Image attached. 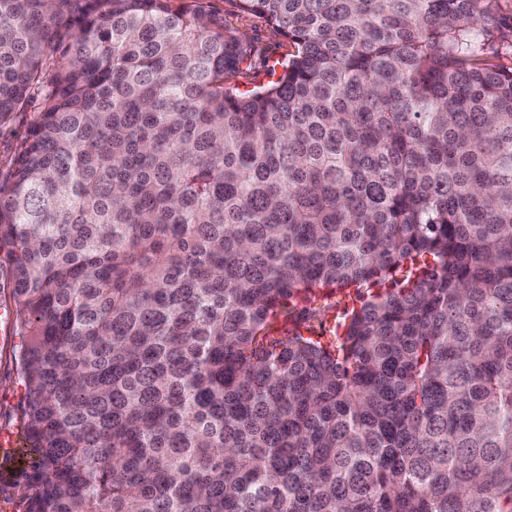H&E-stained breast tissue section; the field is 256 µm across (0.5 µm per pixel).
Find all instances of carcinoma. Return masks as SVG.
I'll list each match as a JSON object with an SVG mask.
<instances>
[{
	"label": "carcinoma",
	"instance_id": "carcinoma-1",
	"mask_svg": "<svg viewBox=\"0 0 512 512\" xmlns=\"http://www.w3.org/2000/svg\"><path fill=\"white\" fill-rule=\"evenodd\" d=\"M495 0H0L26 512H512V69ZM434 267L344 319L316 288ZM202 3L224 14L256 50L254 58L242 65L237 75L229 78L230 87L246 90L267 83L270 80L268 66L275 61H283L293 52L292 43L275 25L265 18L240 11L237 0H203ZM489 27V44L494 61L512 68V0H496L492 15L485 21ZM32 102L23 112H17L7 123H0V175H5L14 158L21 150L32 123L37 118L39 107L38 98ZM0 177V179H1ZM410 273L411 268L404 267L378 278L377 281L365 284L358 290L354 287L346 290L324 289L309 296L308 300L295 301L297 311L305 310L307 317V323L302 322L297 327L303 331L304 336L320 339L322 343L336 342V346H339L338 336H341L342 330H336V321L343 322L353 308H359L362 300L384 293L386 289L392 288L395 282L403 281L410 276Z\"/></svg>",
	"mask_w": 512,
	"mask_h": 512
}]
</instances>
